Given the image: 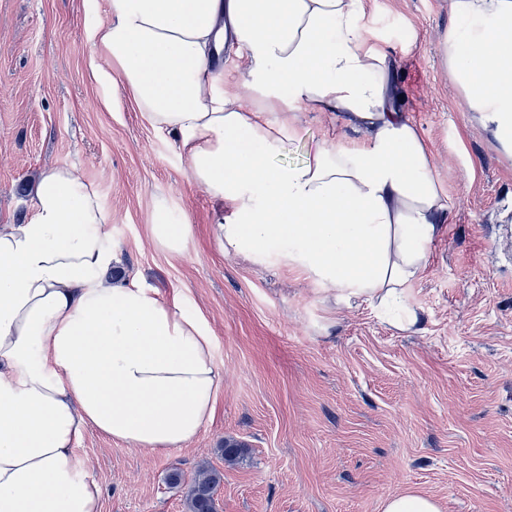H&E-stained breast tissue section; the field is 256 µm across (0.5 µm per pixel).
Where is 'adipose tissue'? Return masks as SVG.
I'll use <instances>...</instances> for the list:
<instances>
[{"label":"adipose tissue","mask_w":512,"mask_h":512,"mask_svg":"<svg viewBox=\"0 0 512 512\" xmlns=\"http://www.w3.org/2000/svg\"><path fill=\"white\" fill-rule=\"evenodd\" d=\"M370 0H108L96 77L172 135L186 175L221 202L227 256L278 253L340 302L419 331L410 288L448 221L431 151L402 108ZM441 62L466 111L512 154V0H444ZM227 49L237 81L213 56ZM319 112L347 133L301 163L273 157ZM158 204L153 246L184 256L192 229ZM112 213L55 166L29 209L0 224V512H100L75 444L87 428L149 452L195 437L223 384L215 339L180 301L115 278Z\"/></svg>","instance_id":"obj_1"}]
</instances>
